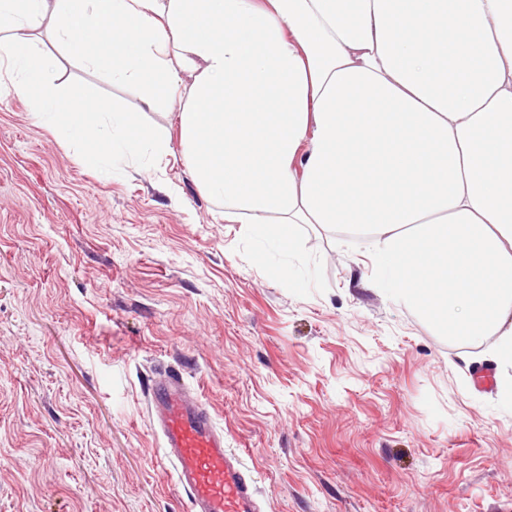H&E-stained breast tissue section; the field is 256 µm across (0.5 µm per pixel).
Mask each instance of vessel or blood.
I'll return each instance as SVG.
<instances>
[{
	"instance_id": "vessel-or-blood-1",
	"label": "vessel or blood",
	"mask_w": 512,
	"mask_h": 512,
	"mask_svg": "<svg viewBox=\"0 0 512 512\" xmlns=\"http://www.w3.org/2000/svg\"><path fill=\"white\" fill-rule=\"evenodd\" d=\"M147 395L163 455L190 512H260L251 472L225 447L223 431L182 373L169 370L149 380Z\"/></svg>"
}]
</instances>
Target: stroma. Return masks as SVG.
Returning <instances> with one entry per match:
<instances>
[{"mask_svg":"<svg viewBox=\"0 0 512 512\" xmlns=\"http://www.w3.org/2000/svg\"><path fill=\"white\" fill-rule=\"evenodd\" d=\"M53 54L71 93L173 130ZM216 210L178 141L107 177L0 95V512H187L145 398L170 368L262 512H512V365L371 283L367 238L301 224L288 253Z\"/></svg>","mask_w":512,"mask_h":512,"instance_id":"35a3bbf8","label":"stroma"}]
</instances>
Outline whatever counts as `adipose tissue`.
I'll list each match as a JSON object with an SVG mask.
<instances>
[{
    "label": "adipose tissue",
    "instance_id": "1",
    "mask_svg": "<svg viewBox=\"0 0 512 512\" xmlns=\"http://www.w3.org/2000/svg\"><path fill=\"white\" fill-rule=\"evenodd\" d=\"M48 41L176 104L221 219L365 232L378 287L512 363V0H0V72L106 171L169 137L69 93Z\"/></svg>",
    "mask_w": 512,
    "mask_h": 512
}]
</instances>
